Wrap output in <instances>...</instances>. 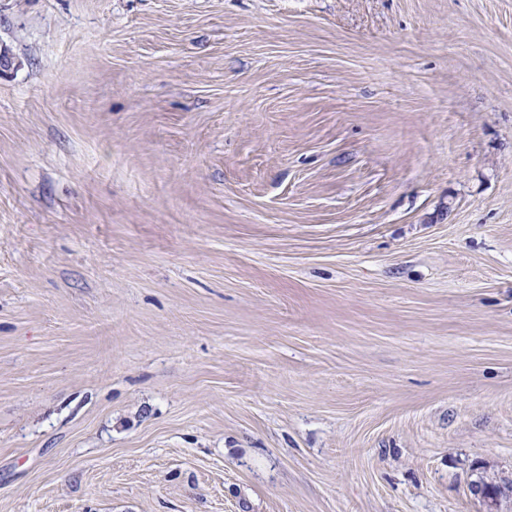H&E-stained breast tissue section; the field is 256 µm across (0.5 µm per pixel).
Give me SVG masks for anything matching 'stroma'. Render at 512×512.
I'll use <instances>...</instances> for the list:
<instances>
[{"mask_svg":"<svg viewBox=\"0 0 512 512\" xmlns=\"http://www.w3.org/2000/svg\"><path fill=\"white\" fill-rule=\"evenodd\" d=\"M0 512H483L512 480V0H0ZM470 491L481 501L485 512H503L502 503L511 502L512 485L509 482H499V489H496L479 476L471 482Z\"/></svg>","mask_w":512,"mask_h":512,"instance_id":"obj_1","label":"stroma"}]
</instances>
